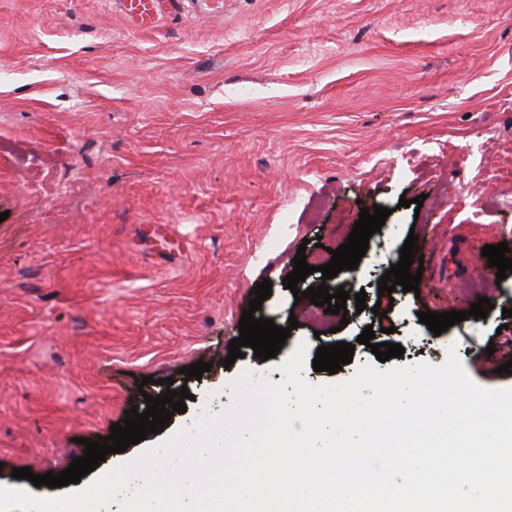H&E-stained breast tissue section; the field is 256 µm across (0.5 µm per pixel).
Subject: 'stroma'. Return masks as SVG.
Instances as JSON below:
<instances>
[{
    "mask_svg": "<svg viewBox=\"0 0 512 512\" xmlns=\"http://www.w3.org/2000/svg\"><path fill=\"white\" fill-rule=\"evenodd\" d=\"M376 205L357 269L326 282L349 324L294 298L297 252L327 264ZM0 213V486L53 495L13 469L60 473L145 395L187 388L186 412L105 464L135 461L229 409L243 373L283 381L303 343L355 347L338 373L306 367L313 385L453 348L477 385L512 387V273L481 253L512 245V0H183L147 31L112 0H0ZM411 234L418 292L379 295ZM266 279L260 316L299 326L224 366ZM482 297L487 318L419 321ZM369 325L403 355L378 361Z\"/></svg>",
    "mask_w": 512,
    "mask_h": 512,
    "instance_id": "35a3bbf8",
    "label": "stroma"
}]
</instances>
